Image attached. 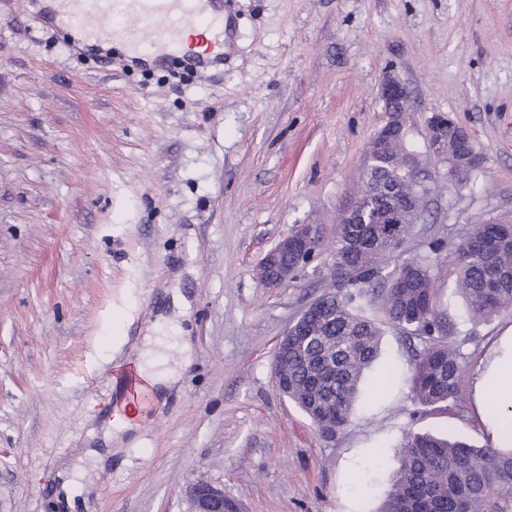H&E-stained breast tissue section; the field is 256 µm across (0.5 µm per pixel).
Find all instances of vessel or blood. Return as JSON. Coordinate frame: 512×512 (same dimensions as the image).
I'll return each instance as SVG.
<instances>
[{
	"instance_id": "obj_1",
	"label": "vessel or blood",
	"mask_w": 512,
	"mask_h": 512,
	"mask_svg": "<svg viewBox=\"0 0 512 512\" xmlns=\"http://www.w3.org/2000/svg\"><path fill=\"white\" fill-rule=\"evenodd\" d=\"M62 24L90 31L95 42L124 38L134 45L178 42L195 47L183 61L207 73L224 63V0H57Z\"/></svg>"
}]
</instances>
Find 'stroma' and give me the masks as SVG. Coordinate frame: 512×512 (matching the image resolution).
I'll return each mask as SVG.
<instances>
[{"mask_svg": "<svg viewBox=\"0 0 512 512\" xmlns=\"http://www.w3.org/2000/svg\"><path fill=\"white\" fill-rule=\"evenodd\" d=\"M226 14L223 66L180 80L176 56L129 67L115 46L105 68L0 0V512H191L201 481L244 512H378L408 430L489 442L473 383L512 312L473 323L450 286L473 225L512 224V0H230ZM388 74L410 89L406 142L432 186L391 262L430 255L465 378L452 413L410 420L412 349L384 326L351 423L326 438L278 391L273 353L333 287L329 247L389 120ZM436 114L481 155L459 189L428 138ZM298 224L319 249L265 287L261 260ZM173 287L190 363L112 451L117 368Z\"/></svg>", "mask_w": 512, "mask_h": 512, "instance_id": "stroma-1", "label": "stroma"}]
</instances>
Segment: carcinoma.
Returning a JSON list of instances; mask_svg holds the SVG:
<instances>
[{
	"label": "carcinoma",
	"instance_id": "cac0c4a2",
	"mask_svg": "<svg viewBox=\"0 0 512 512\" xmlns=\"http://www.w3.org/2000/svg\"><path fill=\"white\" fill-rule=\"evenodd\" d=\"M368 153L373 162L356 200L353 224H339L332 244L336 290L320 298L315 335L288 337V352L276 355L288 379L283 394L324 434H337L354 415L359 384L375 359L383 326L417 342L410 380L412 415L448 413L459 402L465 360L452 340L454 324L441 310L431 263L417 256L403 267L389 260L411 235L417 214L397 235L391 216L410 195L403 167L405 141L393 139ZM494 238L488 251L482 240ZM453 292L475 323L512 310V224L481 223L457 247ZM381 318L362 313L361 301ZM380 512H512V447L476 448L428 432L406 433L391 490Z\"/></svg>",
	"mask_w": 512,
	"mask_h": 512
}]
</instances>
